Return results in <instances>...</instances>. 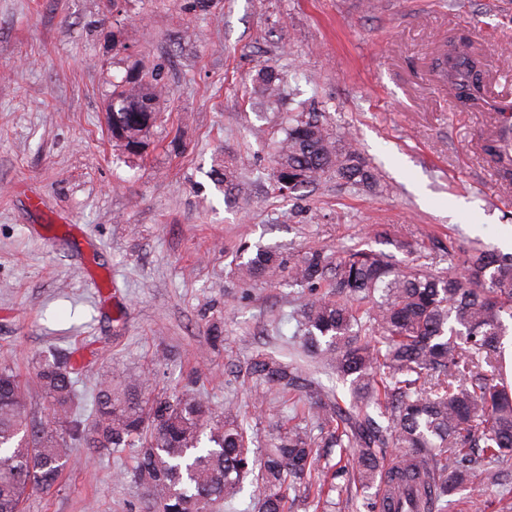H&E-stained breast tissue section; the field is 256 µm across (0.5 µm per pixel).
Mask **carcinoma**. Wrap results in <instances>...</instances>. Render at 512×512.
<instances>
[{"label": "carcinoma", "mask_w": 512, "mask_h": 512, "mask_svg": "<svg viewBox=\"0 0 512 512\" xmlns=\"http://www.w3.org/2000/svg\"><path fill=\"white\" fill-rule=\"evenodd\" d=\"M443 76L458 99L473 102L481 72L467 41L443 58ZM256 82L269 100L280 98V75ZM160 80L129 76L112 82V140L140 153L159 119ZM487 153L512 170V127L504 125ZM274 180L291 192L333 176L359 190L378 178L349 145L333 140L319 112H290L272 146ZM236 265L248 281L288 270L306 289L299 308L302 351L349 385L340 399L298 359L256 353L247 375L258 385L308 408L310 421L284 428L255 464L249 433L236 407L212 411L199 393L170 399L144 395V374L97 381L91 421H83L78 369L71 356L50 352L36 366L48 404L46 420L27 414L20 375L0 367V512H20L26 495L46 492L69 465L76 447L90 453L134 449L131 477L149 492L154 512H213L253 486L255 512H289L290 492L302 486L319 508L337 490L339 471L317 466V435L353 460L348 480L361 489L385 486L380 512H444L449 497L471 480L472 457L512 461V383L503 341L512 334V252L471 244L448 254V267H402L382 250L360 246L334 254L311 249L290 266L267 250ZM400 449L386 469L388 449Z\"/></svg>", "instance_id": "obj_1"}]
</instances>
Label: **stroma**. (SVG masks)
<instances>
[{"mask_svg": "<svg viewBox=\"0 0 512 512\" xmlns=\"http://www.w3.org/2000/svg\"><path fill=\"white\" fill-rule=\"evenodd\" d=\"M0 0V366L47 415L38 357L71 352L78 390L100 375L149 374L154 395L197 388L231 404L266 440L291 412L235 376L259 351L289 355L306 296L287 273L241 282V243L294 260L367 244L444 267L480 241L512 252V177L487 145L501 117L464 106L440 76L467 37L485 97L512 102V0ZM286 72L282 110L248 101L260 69ZM159 72L162 118L142 154L108 137L113 80ZM325 113L378 175L373 190L326 180L280 196L270 152L285 111ZM410 242L405 253L394 242ZM222 331L211 342L210 326ZM130 450L77 449L49 493L22 512H149L145 489L116 479ZM448 512L512 505V464L486 463Z\"/></svg>", "mask_w": 512, "mask_h": 512, "instance_id": "obj_1", "label": "stroma"}]
</instances>
